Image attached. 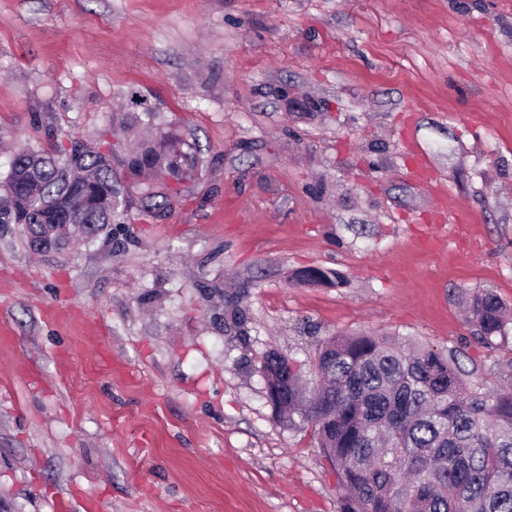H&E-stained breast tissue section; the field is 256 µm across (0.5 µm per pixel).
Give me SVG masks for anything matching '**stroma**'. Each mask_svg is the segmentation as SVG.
<instances>
[{
  "label": "stroma",
  "instance_id": "stroma-1",
  "mask_svg": "<svg viewBox=\"0 0 512 512\" xmlns=\"http://www.w3.org/2000/svg\"><path fill=\"white\" fill-rule=\"evenodd\" d=\"M137 101L206 160L165 217L44 252L0 224V512H339L268 349L312 384L326 337L407 336L512 386L461 301L512 305V0H0V174Z\"/></svg>",
  "mask_w": 512,
  "mask_h": 512
}]
</instances>
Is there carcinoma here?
Here are the masks:
<instances>
[{
	"instance_id": "obj_1",
	"label": "carcinoma",
	"mask_w": 512,
	"mask_h": 512,
	"mask_svg": "<svg viewBox=\"0 0 512 512\" xmlns=\"http://www.w3.org/2000/svg\"><path fill=\"white\" fill-rule=\"evenodd\" d=\"M148 134L130 146L126 134ZM193 143L153 110L114 112L98 142L48 153L22 148L0 179V224H19L27 245L96 238L132 209L155 215L198 171ZM474 338L508 335L507 308L483 289L467 302ZM214 319L242 326L237 305ZM266 399L289 428L314 429L335 469L341 512H512V391L472 388L454 355L404 336H332L315 357L320 385L307 394L296 363L259 355Z\"/></svg>"
}]
</instances>
